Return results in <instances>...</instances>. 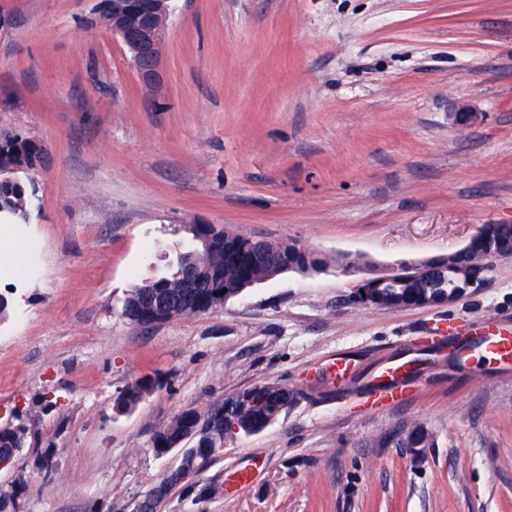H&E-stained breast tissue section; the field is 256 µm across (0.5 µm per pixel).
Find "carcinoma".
Listing matches in <instances>:
<instances>
[{"instance_id": "obj_1", "label": "carcinoma", "mask_w": 512, "mask_h": 512, "mask_svg": "<svg viewBox=\"0 0 512 512\" xmlns=\"http://www.w3.org/2000/svg\"><path fill=\"white\" fill-rule=\"evenodd\" d=\"M44 166L41 143L26 136H16L0 142V223L25 224L30 219L29 203L35 185L27 174ZM192 246L179 254L183 275L172 272L145 286L136 284L123 302L121 315L134 324H149L154 320H175L215 312V289L211 273H220L227 290V299L238 297L244 290L285 272L318 274L334 263L344 271L367 273L374 269L361 255L338 254L322 256L307 247L252 241L230 236L214 224H188ZM483 246L474 241L455 251L454 265L447 269L414 268L407 279L393 280L385 285L386 306L403 310L407 305L425 299L440 300L450 290L462 288L458 268L468 266L483 257ZM158 376L145 375L127 383L114 399V409L128 413L158 389ZM300 393L278 382H259L225 397L209 402L205 407L186 406L170 420L152 431L151 450L162 457L170 448L182 447L183 439L202 424L211 425L213 447L199 452L185 451L179 465L198 472L240 435L263 431L279 420L294 406ZM32 444L29 429L14 425L0 426V462L17 471V487L0 496V512H12L24 487L20 460Z\"/></svg>"}]
</instances>
